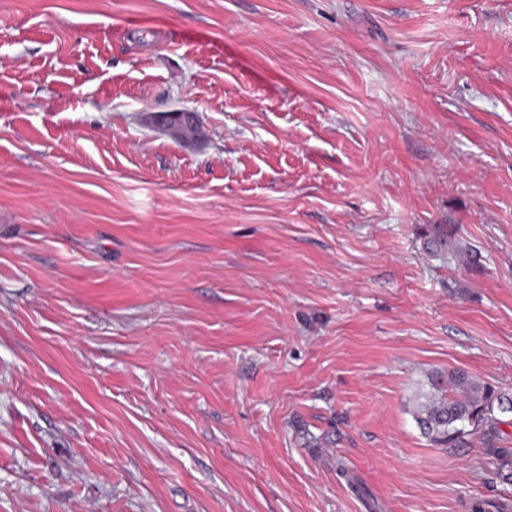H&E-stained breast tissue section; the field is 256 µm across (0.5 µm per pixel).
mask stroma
<instances>
[{
	"mask_svg": "<svg viewBox=\"0 0 512 512\" xmlns=\"http://www.w3.org/2000/svg\"><path fill=\"white\" fill-rule=\"evenodd\" d=\"M452 368L512 398V0H0V512L512 499ZM151 123L162 127L174 138H178L180 130L185 127L194 126L197 121L196 112L190 108L177 109L172 112L151 115ZM431 387V393L417 408L416 419L423 433L437 445H456L479 428L497 429L495 404L502 413L512 412V402L505 407L502 397L490 386L464 370L437 375L431 379Z\"/></svg>",
	"mask_w": 512,
	"mask_h": 512,
	"instance_id": "stroma-1",
	"label": "stroma"
}]
</instances>
